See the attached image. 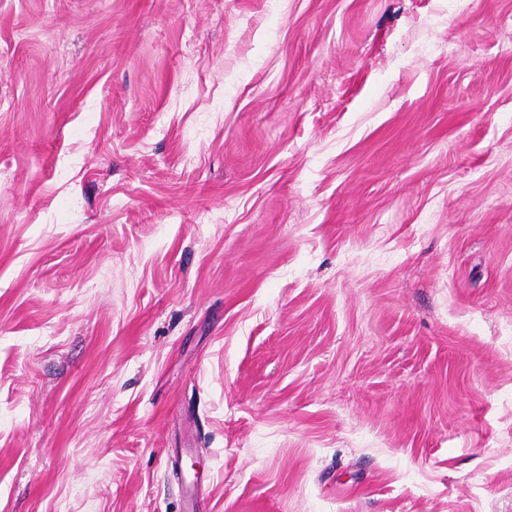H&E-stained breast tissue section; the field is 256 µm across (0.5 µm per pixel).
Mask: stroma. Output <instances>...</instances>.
I'll list each match as a JSON object with an SVG mask.
<instances>
[{"label":"stroma","instance_id":"35a3bbf8","mask_svg":"<svg viewBox=\"0 0 512 512\" xmlns=\"http://www.w3.org/2000/svg\"><path fill=\"white\" fill-rule=\"evenodd\" d=\"M0 512H512V0H0Z\"/></svg>","mask_w":512,"mask_h":512}]
</instances>
